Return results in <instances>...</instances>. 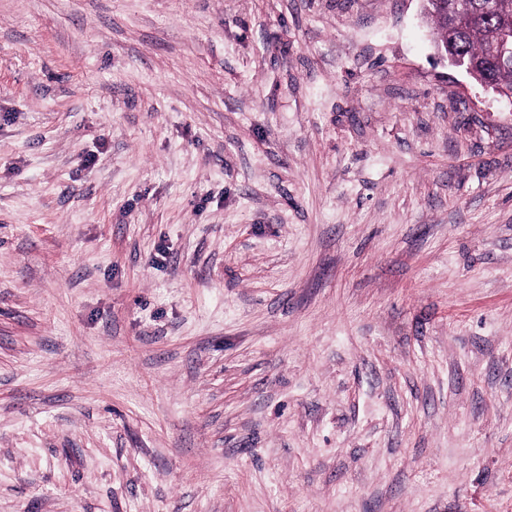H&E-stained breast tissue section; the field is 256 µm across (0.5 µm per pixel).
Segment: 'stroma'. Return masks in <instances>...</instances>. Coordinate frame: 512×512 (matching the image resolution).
Segmentation results:
<instances>
[{
  "label": "stroma",
  "mask_w": 512,
  "mask_h": 512,
  "mask_svg": "<svg viewBox=\"0 0 512 512\" xmlns=\"http://www.w3.org/2000/svg\"><path fill=\"white\" fill-rule=\"evenodd\" d=\"M0 512H512V99L421 0H0Z\"/></svg>",
  "instance_id": "1"
}]
</instances>
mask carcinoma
<instances>
[{"mask_svg": "<svg viewBox=\"0 0 512 512\" xmlns=\"http://www.w3.org/2000/svg\"><path fill=\"white\" fill-rule=\"evenodd\" d=\"M429 18L435 41L464 57L474 69V80L512 91V67L493 62L500 30L512 24V0H448V16L431 14Z\"/></svg>", "mask_w": 512, "mask_h": 512, "instance_id": "cac0c4a2", "label": "carcinoma"}]
</instances>
